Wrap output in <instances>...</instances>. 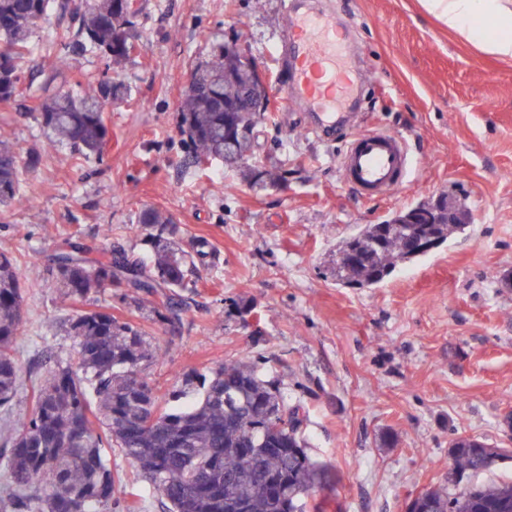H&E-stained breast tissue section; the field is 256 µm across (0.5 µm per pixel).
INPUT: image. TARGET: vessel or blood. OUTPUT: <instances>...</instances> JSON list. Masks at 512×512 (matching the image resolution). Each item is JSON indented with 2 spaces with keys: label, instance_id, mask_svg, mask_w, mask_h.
<instances>
[{
  "label": "vessel or blood",
  "instance_id": "vessel-or-blood-1",
  "mask_svg": "<svg viewBox=\"0 0 512 512\" xmlns=\"http://www.w3.org/2000/svg\"><path fill=\"white\" fill-rule=\"evenodd\" d=\"M284 49L292 61L285 101L313 107L317 127L323 134L335 135L347 122L342 108L351 96L355 66L335 15L325 10L290 11ZM340 169L343 179L361 195H389L409 176L408 144L385 131L357 133L341 158Z\"/></svg>",
  "mask_w": 512,
  "mask_h": 512
}]
</instances>
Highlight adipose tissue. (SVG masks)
<instances>
[{"mask_svg":"<svg viewBox=\"0 0 512 512\" xmlns=\"http://www.w3.org/2000/svg\"><path fill=\"white\" fill-rule=\"evenodd\" d=\"M423 5L483 53L512 60V11L502 0H423ZM488 19L494 20L496 26L491 35L482 26Z\"/></svg>","mask_w":512,"mask_h":512,"instance_id":"ef3b65f1","label":"adipose tissue"}]
</instances>
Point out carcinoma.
Instances as JSON below:
<instances>
[{
  "label": "carcinoma",
  "instance_id": "cac0c4a2",
  "mask_svg": "<svg viewBox=\"0 0 512 512\" xmlns=\"http://www.w3.org/2000/svg\"><path fill=\"white\" fill-rule=\"evenodd\" d=\"M141 11L136 0H0V42L6 50L0 103L21 96V69L38 56L46 75L34 91L43 143L77 159L99 155L109 133L103 103L126 99L129 89L91 76L76 92L54 85L69 57L56 48L59 36L51 29L69 18L75 32L67 50L120 65L136 50ZM206 41L207 53L192 68L194 87L184 92L179 111L192 162L199 168L220 162L253 187H275L286 179L285 162L249 164L255 129L267 118L250 111L258 93L253 71L230 44L209 36ZM42 162L41 151L24 152L0 139V207L25 199L27 185L19 171L35 170ZM421 207L440 208L444 219L407 224L400 212L382 224L365 225L337 247L336 280L358 288L379 284L397 265L421 256L410 246L412 237L442 244L467 227L460 204L445 199ZM137 223L154 252L153 266L120 246L108 260L94 263L73 250L55 258L48 281L81 302L111 288L131 290L137 306L155 296L159 302L151 312L174 328L182 321L180 297L199 278L195 258L209 255V243L199 239L195 254L186 252L169 217L151 207L139 213ZM23 304L22 265L1 252L0 410L6 416L21 387L15 345ZM64 327L76 357L32 386L31 413L0 451L7 490L0 512H122L116 496L121 479L106 455L112 447L136 465L165 512H304L306 498L334 490L336 475L308 455L299 405L288 403L279 378L247 363L222 364L187 375L176 398L190 393L194 399L162 410L145 373L155 353L144 331L100 309L80 311ZM451 447L448 486L426 490L415 512H512V484L476 480L487 445L455 439Z\"/></svg>",
  "mask_w": 512,
  "mask_h": 512
}]
</instances>
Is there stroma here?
Here are the masks:
<instances>
[{
    "instance_id": "obj_1",
    "label": "stroma",
    "mask_w": 512,
    "mask_h": 512,
    "mask_svg": "<svg viewBox=\"0 0 512 512\" xmlns=\"http://www.w3.org/2000/svg\"><path fill=\"white\" fill-rule=\"evenodd\" d=\"M141 2L131 59L116 69L77 56L64 79L74 84L84 72L130 90L128 101L105 107L102 156L50 153L43 170L21 172L24 205L0 213V252L26 270L24 386L74 350L62 324L83 304L46 287L51 258L73 240L92 262L120 246L153 265L136 224L153 207L181 228L184 250L199 238L210 244L181 326L164 329L117 288L94 302L165 349L148 369L163 407H173L185 373L259 362L303 405L310 457L336 473L319 512H404L416 493L446 484L457 438L503 449L483 478L512 479V60L448 31L421 0H311L335 11L368 66L348 109L400 134L414 166L405 185L365 198L341 176L346 135L320 140L306 131L304 111L280 106L257 126L253 154L287 157V179L256 191L223 165H189L179 110L205 32L246 48L271 75L272 93L282 92L283 0ZM38 118L29 97L0 104V135L39 147ZM443 196L465 202L464 233L378 285L336 282L329 259L339 241ZM107 456L126 504L164 512L119 449Z\"/></svg>"
}]
</instances>
